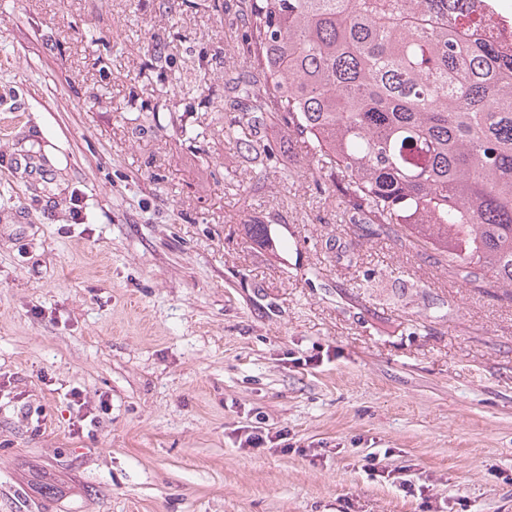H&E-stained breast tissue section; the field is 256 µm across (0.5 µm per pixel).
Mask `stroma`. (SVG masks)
Masks as SVG:
<instances>
[{"label": "stroma", "mask_w": 512, "mask_h": 512, "mask_svg": "<svg viewBox=\"0 0 512 512\" xmlns=\"http://www.w3.org/2000/svg\"><path fill=\"white\" fill-rule=\"evenodd\" d=\"M241 2L0 0V512H512V298L225 138Z\"/></svg>", "instance_id": "stroma-1"}]
</instances>
